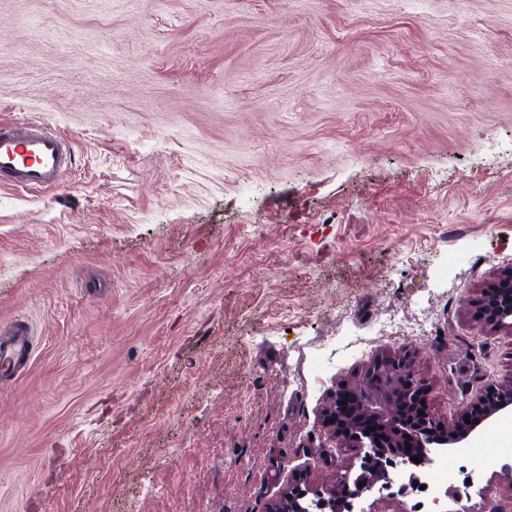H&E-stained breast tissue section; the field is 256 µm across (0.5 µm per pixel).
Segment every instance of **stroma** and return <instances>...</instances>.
<instances>
[{
  "mask_svg": "<svg viewBox=\"0 0 512 512\" xmlns=\"http://www.w3.org/2000/svg\"><path fill=\"white\" fill-rule=\"evenodd\" d=\"M66 137L0 187V512H266L329 394L410 354L443 422L512 378L469 309L512 264V0H0V121ZM512 414L447 512H512ZM32 351L29 327L24 320H18L9 336L0 337V379L27 372Z\"/></svg>",
  "mask_w": 512,
  "mask_h": 512,
  "instance_id": "obj_1",
  "label": "stroma"
}]
</instances>
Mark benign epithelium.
<instances>
[{"label":"benign epithelium","instance_id":"obj_1","mask_svg":"<svg viewBox=\"0 0 512 512\" xmlns=\"http://www.w3.org/2000/svg\"><path fill=\"white\" fill-rule=\"evenodd\" d=\"M470 318L490 333L512 335V265L497 271L471 309ZM425 392V381L414 361L403 354L375 356L353 380L330 394L320 420L324 434L333 447L359 448L363 455L353 481L314 494L320 499L317 512H347L349 484L357 485L356 499L378 483L395 482L397 470L409 474V485L421 487L412 457L425 464L433 459V447L453 452L486 423L512 413V380L488 386L448 424L435 421L427 412L420 419L413 416L425 402ZM468 419L472 423H466ZM407 438L416 448L412 457L400 451ZM307 483L303 474L294 477L267 512H310L306 508Z\"/></svg>","mask_w":512,"mask_h":512}]
</instances>
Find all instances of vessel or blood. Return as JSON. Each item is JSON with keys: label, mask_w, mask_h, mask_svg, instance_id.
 Wrapping results in <instances>:
<instances>
[{"label": "vessel or blood", "mask_w": 512, "mask_h": 512, "mask_svg": "<svg viewBox=\"0 0 512 512\" xmlns=\"http://www.w3.org/2000/svg\"><path fill=\"white\" fill-rule=\"evenodd\" d=\"M72 165L63 136L40 121L0 123V184L32 191L57 188ZM31 332L17 321L10 335L0 337V378L19 376L30 367Z\"/></svg>", "instance_id": "1"}]
</instances>
